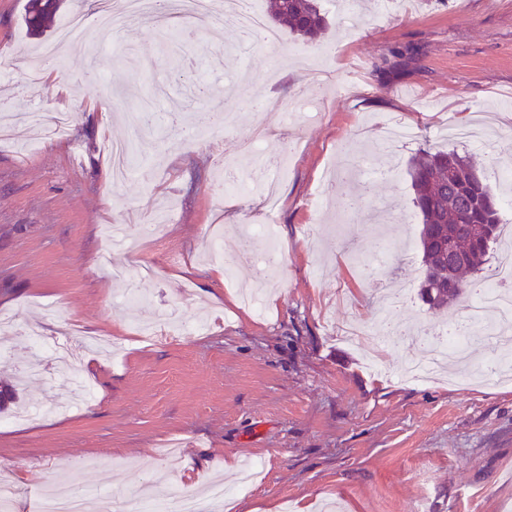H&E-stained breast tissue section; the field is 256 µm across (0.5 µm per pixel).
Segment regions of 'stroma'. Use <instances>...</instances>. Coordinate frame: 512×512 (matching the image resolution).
I'll list each match as a JSON object with an SVG mask.
<instances>
[{
    "mask_svg": "<svg viewBox=\"0 0 512 512\" xmlns=\"http://www.w3.org/2000/svg\"><path fill=\"white\" fill-rule=\"evenodd\" d=\"M28 0H0V381L30 353L27 326L121 341L120 356L90 354L86 404L58 411L70 395L43 362L20 397L40 415L0 414V474L20 493L16 512H40L41 494L73 475L79 490L168 502L174 491L204 498L233 489L229 512H512V386L479 381L494 358L471 340V382L427 385L402 368L420 354L425 329L464 319L466 303L433 312L418 291L424 266L403 235L377 240L348 213V156L370 159L360 203L389 207L390 223L418 226L409 167L420 151L454 149L488 172L512 167V0H323V42L285 33L255 50L218 16L180 19L173 32L196 44L164 46L153 17L104 34L96 49L67 45L57 72L64 90L26 75L32 57L75 13L96 0H60L40 35L24 21ZM420 48L416 61L399 54ZM94 69L104 87H91ZM236 76L234 126L186 141L168 117L200 115L191 89ZM269 105L262 130L251 115ZM299 98L312 118H285ZM111 117L98 125L92 106ZM413 129L381 148L385 119ZM289 149L280 203L217 194L224 162L245 142ZM165 205L166 221L137 254L107 252L106 225L138 234ZM274 224L282 260L264 287L262 312L238 285L256 269L218 271L203 255L209 226L225 252L259 250L243 223ZM212 311L201 336L132 339L136 320Z\"/></svg>",
    "mask_w": 512,
    "mask_h": 512,
    "instance_id": "obj_1",
    "label": "stroma"
}]
</instances>
